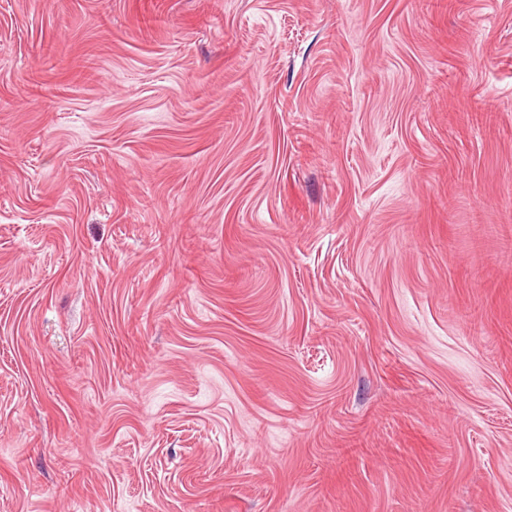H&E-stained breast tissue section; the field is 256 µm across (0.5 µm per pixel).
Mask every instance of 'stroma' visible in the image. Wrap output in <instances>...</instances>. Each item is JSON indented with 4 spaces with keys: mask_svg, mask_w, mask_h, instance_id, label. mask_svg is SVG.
Segmentation results:
<instances>
[{
    "mask_svg": "<svg viewBox=\"0 0 512 512\" xmlns=\"http://www.w3.org/2000/svg\"><path fill=\"white\" fill-rule=\"evenodd\" d=\"M0 512H512V0H0Z\"/></svg>",
    "mask_w": 512,
    "mask_h": 512,
    "instance_id": "1",
    "label": "stroma"
}]
</instances>
